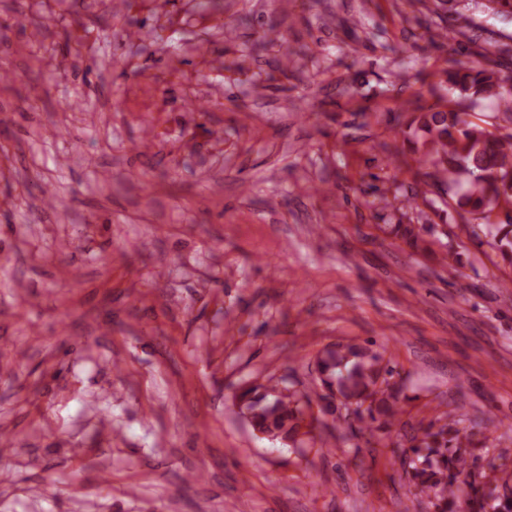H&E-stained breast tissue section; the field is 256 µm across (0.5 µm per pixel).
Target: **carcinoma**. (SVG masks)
<instances>
[{
	"instance_id": "cac0c4a2",
	"label": "carcinoma",
	"mask_w": 512,
	"mask_h": 512,
	"mask_svg": "<svg viewBox=\"0 0 512 512\" xmlns=\"http://www.w3.org/2000/svg\"><path fill=\"white\" fill-rule=\"evenodd\" d=\"M505 45L484 49L488 67H465L454 62L444 70L448 93L473 104L489 100L512 123V76L498 68L495 57L507 56ZM422 133L430 145L416 178L433 183L450 193L449 206L457 213L494 229V246L512 261V216L508 222L495 221L502 206L512 208V133H495L467 118L450 105L438 103L414 112L406 122ZM383 355L356 343H338L317 359L323 386L340 399L347 414L361 423L351 432L374 434L376 416L393 417L396 410L388 399L394 397L388 376L393 369L383 364ZM240 409L254 430L272 439L292 440L304 421L303 406L311 405L308 395L278 388L252 386L239 395ZM463 418L441 413L411 436L409 449L394 448L405 456L412 452L409 481L428 498L434 512H485L484 499L477 491H466L454 482L450 469L467 466L465 447L468 434L459 428Z\"/></svg>"
}]
</instances>
